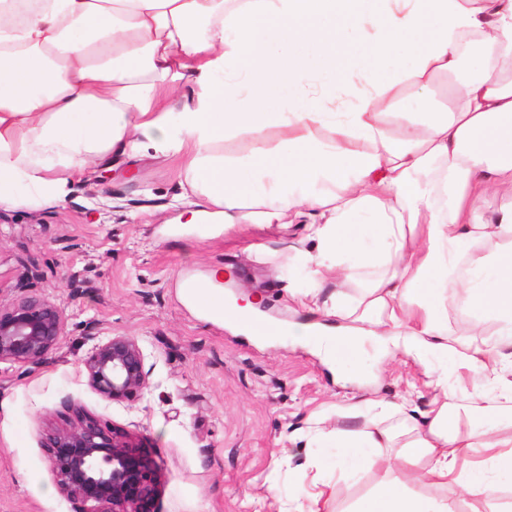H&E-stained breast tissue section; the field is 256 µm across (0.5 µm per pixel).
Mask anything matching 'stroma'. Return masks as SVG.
<instances>
[{
  "instance_id": "obj_1",
  "label": "stroma",
  "mask_w": 512,
  "mask_h": 512,
  "mask_svg": "<svg viewBox=\"0 0 512 512\" xmlns=\"http://www.w3.org/2000/svg\"><path fill=\"white\" fill-rule=\"evenodd\" d=\"M176 159H113L95 183L73 182L66 198L0 211V302L34 296L64 317L58 347L36 369L0 362V512H95L61 494L46 449L50 429L75 411L129 434L161 467L157 512H286L288 498L328 485L330 512H352L383 479L338 475L315 423L365 429L374 414L344 417L367 401L435 395L412 358L369 349L358 379L288 336H247L202 318L184 282L216 281L224 300L253 302L276 324L324 320L310 309L315 253L306 220L241 224L214 235L175 208ZM324 294L336 289L325 280ZM129 336L144 356L146 385L129 400L102 397L84 361L97 345Z\"/></svg>"
}]
</instances>
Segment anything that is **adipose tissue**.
I'll list each match as a JSON object with an SVG mask.
<instances>
[{
  "label": "adipose tissue",
  "instance_id": "1",
  "mask_svg": "<svg viewBox=\"0 0 512 512\" xmlns=\"http://www.w3.org/2000/svg\"><path fill=\"white\" fill-rule=\"evenodd\" d=\"M472 43V78L430 111ZM507 62L512 0H0V208L63 200L94 167L151 152L183 157L191 223L308 216L342 323L289 335L353 373L373 341L437 389L425 412L375 401L371 428L337 431V470L384 473L357 512H459L453 484L481 512L512 484V207L481 205L512 189ZM229 139L257 149L225 157ZM452 298L496 338L449 328ZM453 366L485 387L449 384Z\"/></svg>",
  "mask_w": 512,
  "mask_h": 512
}]
</instances>
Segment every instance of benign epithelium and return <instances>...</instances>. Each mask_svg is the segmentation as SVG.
I'll list each match as a JSON object with an SVG mask.
<instances>
[{
  "label": "benign epithelium",
  "mask_w": 512,
  "mask_h": 512,
  "mask_svg": "<svg viewBox=\"0 0 512 512\" xmlns=\"http://www.w3.org/2000/svg\"><path fill=\"white\" fill-rule=\"evenodd\" d=\"M63 331L62 313L45 300L0 303V361L37 367ZM84 366L88 385L107 399L131 398L146 384L143 352L126 336L97 346ZM46 448L62 494L96 503V512H156L159 465L130 435L77 410L68 427L48 434Z\"/></svg>",
  "instance_id": "obj_1"
}]
</instances>
